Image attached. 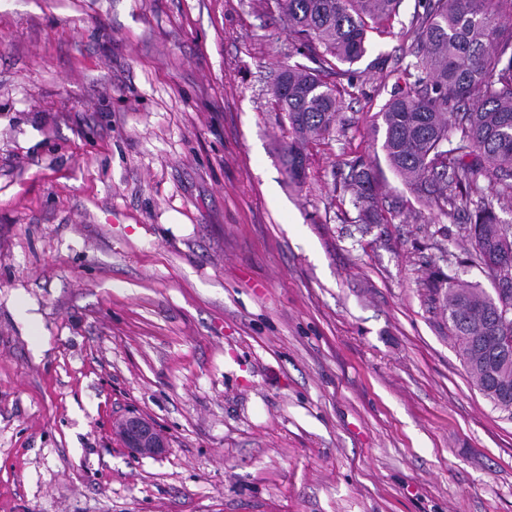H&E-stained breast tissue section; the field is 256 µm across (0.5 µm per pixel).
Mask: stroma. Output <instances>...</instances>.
Wrapping results in <instances>:
<instances>
[{"mask_svg":"<svg viewBox=\"0 0 512 512\" xmlns=\"http://www.w3.org/2000/svg\"><path fill=\"white\" fill-rule=\"evenodd\" d=\"M416 3L294 188L270 87L309 58L273 0H0V512H512V415L426 293L466 221L372 136ZM348 172L343 178L344 191L350 192L354 206L358 208V218L362 224H379L382 220L380 206L382 185L373 168L362 161L348 164ZM119 437L129 454L135 457H159L168 449L165 436L155 424L133 413L120 423Z\"/></svg>","mask_w":512,"mask_h":512,"instance_id":"stroma-1","label":"stroma"}]
</instances>
